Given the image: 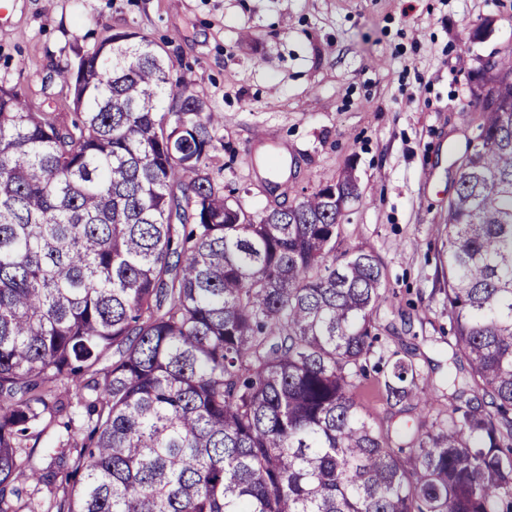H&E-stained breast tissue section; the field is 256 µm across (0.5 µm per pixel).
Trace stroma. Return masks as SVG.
Instances as JSON below:
<instances>
[{"label": "stroma", "mask_w": 512, "mask_h": 512, "mask_svg": "<svg viewBox=\"0 0 512 512\" xmlns=\"http://www.w3.org/2000/svg\"><path fill=\"white\" fill-rule=\"evenodd\" d=\"M126 29L162 45L220 115L209 170L248 210L353 168L342 239L381 263V342L446 377L438 226L453 151L482 122L473 78L512 53V0H11L0 84L32 111L71 113L55 69Z\"/></svg>", "instance_id": "stroma-1"}]
</instances>
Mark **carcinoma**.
Returning <instances> with one entry per match:
<instances>
[{
    "instance_id": "1",
    "label": "carcinoma",
    "mask_w": 512,
    "mask_h": 512,
    "mask_svg": "<svg viewBox=\"0 0 512 512\" xmlns=\"http://www.w3.org/2000/svg\"><path fill=\"white\" fill-rule=\"evenodd\" d=\"M172 70L123 30L57 69L69 120L0 85V512H512V61L477 73L439 225L448 413L384 428L353 398L369 358L394 413L435 394L375 349L380 262L342 248L354 169L246 210ZM59 428L52 425L46 429L40 439L37 440L32 448L33 459L40 465L48 463L55 453V443Z\"/></svg>"
}]
</instances>
